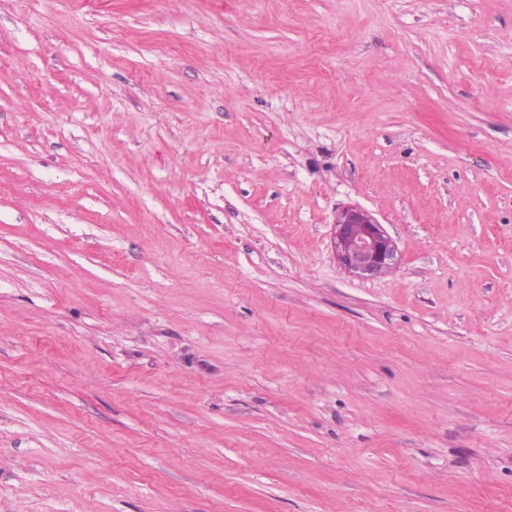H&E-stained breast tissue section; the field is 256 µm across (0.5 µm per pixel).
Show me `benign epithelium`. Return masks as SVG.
I'll use <instances>...</instances> for the list:
<instances>
[{
    "instance_id": "1",
    "label": "benign epithelium",
    "mask_w": 512,
    "mask_h": 512,
    "mask_svg": "<svg viewBox=\"0 0 512 512\" xmlns=\"http://www.w3.org/2000/svg\"><path fill=\"white\" fill-rule=\"evenodd\" d=\"M333 240L339 263L362 279L378 277L398 261L395 241L373 213L362 207H346L337 214Z\"/></svg>"
}]
</instances>
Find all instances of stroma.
<instances>
[{
    "mask_svg": "<svg viewBox=\"0 0 512 512\" xmlns=\"http://www.w3.org/2000/svg\"><path fill=\"white\" fill-rule=\"evenodd\" d=\"M0 512H512V0H0ZM333 234L339 263L356 277H378L390 271L398 261L395 241L367 209L351 206L341 210L336 216Z\"/></svg>",
    "mask_w": 512,
    "mask_h": 512,
    "instance_id": "1",
    "label": "stroma"
}]
</instances>
